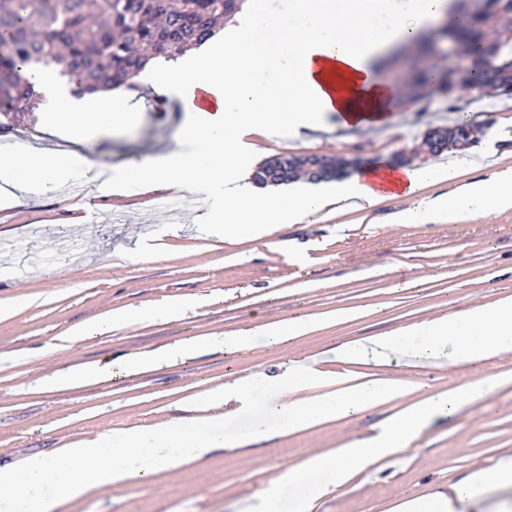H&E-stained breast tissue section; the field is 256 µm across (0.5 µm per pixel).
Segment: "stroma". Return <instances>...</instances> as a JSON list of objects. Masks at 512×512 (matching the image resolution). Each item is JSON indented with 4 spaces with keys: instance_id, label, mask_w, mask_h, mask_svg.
<instances>
[{
    "instance_id": "obj_1",
    "label": "stroma",
    "mask_w": 512,
    "mask_h": 512,
    "mask_svg": "<svg viewBox=\"0 0 512 512\" xmlns=\"http://www.w3.org/2000/svg\"><path fill=\"white\" fill-rule=\"evenodd\" d=\"M143 112L134 128L100 138L97 157L120 172L133 159L148 160L190 128L172 91L140 90ZM469 113L482 130L469 148L437 156L461 162L463 181L512 171V98L433 96L418 111L392 113L381 126L352 129L327 115L325 129L305 141L287 130L259 138L257 161L281 154L324 153L397 163L428 129ZM438 182L421 196L387 198L370 212L328 209L315 220L276 223L258 238L228 243L206 226L224 212V194L206 185L185 189L196 206L155 212L164 188L131 186L108 194L97 186L82 193L59 190L0 201V304L16 302L0 319V463L49 452L88 434L118 432L149 423L195 424L189 401L205 390L263 372L274 376L292 361H317L323 371L348 378L401 377L412 393L340 420L294 433L270 408L280 389H254L246 410L226 407L224 435L238 439L265 422L268 439L215 451L209 458L150 482L103 489L65 512H240L242 500L260 494L284 464L311 451H330L344 439L378 431L394 413L424 397L469 380L460 366L393 367L338 361V345L394 335L430 317L452 315L475 304L512 298V210L487 219L395 226L396 216L421 199L451 191ZM43 267L30 274L26 255ZM184 303L176 315L165 307ZM156 310V317L110 332L74 339L81 325L108 313ZM348 311L337 319V311ZM308 321L302 336L274 341L258 335L246 352L212 348L138 372L122 369L131 354L159 350L201 336L224 337L272 322ZM97 364L107 375L81 385H56L53 377ZM505 381L455 414L434 415L407 455L373 465L352 490L323 498L317 512H394L401 500L448 488L471 470L512 460V350L490 361Z\"/></svg>"
}]
</instances>
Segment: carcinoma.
<instances>
[{"instance_id":"obj_1","label":"carcinoma","mask_w":512,"mask_h":512,"mask_svg":"<svg viewBox=\"0 0 512 512\" xmlns=\"http://www.w3.org/2000/svg\"><path fill=\"white\" fill-rule=\"evenodd\" d=\"M244 0H0V116L38 109L29 82L34 65L57 64L61 74L76 78L82 92L132 87L150 56L175 59L212 37L224 19ZM454 41L466 66L445 64L431 78L432 68H411L406 87L419 100L436 92L451 95L473 87L488 97L512 95V0H483L479 9L469 0H454L448 25L421 39L411 53L441 55V41ZM478 128L471 120L428 131L411 157L470 145ZM308 157L274 156L254 173L259 185L299 179Z\"/></svg>"}]
</instances>
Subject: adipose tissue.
Returning a JSON list of instances; mask_svg holds the SVG:
<instances>
[{
    "instance_id": "ef3b65f1",
    "label": "adipose tissue",
    "mask_w": 512,
    "mask_h": 512,
    "mask_svg": "<svg viewBox=\"0 0 512 512\" xmlns=\"http://www.w3.org/2000/svg\"><path fill=\"white\" fill-rule=\"evenodd\" d=\"M450 8V0H291L287 5L282 0H245L226 26L223 41L193 49L171 66L151 63L142 71L143 80L179 94L184 111L191 114L195 147L172 149L147 164L129 163L122 182L178 190L204 182L223 188L224 211L232 216L224 225L228 239L249 237L259 225L281 218L299 221L313 216L334 200L367 210L384 197L412 194L441 180L454 183V191L406 212L404 223L426 224L465 215L486 218L511 210L512 174L498 173L461 186L457 183L460 170L453 165L398 167L381 161L366 174L337 181L332 197L303 189L297 181L289 183L287 194L257 197L239 177L251 156L248 136L282 121H289L291 132L297 134L317 128L329 113L338 117L340 126L349 128L380 125L388 122L392 112L414 110L415 101L378 77L377 63L387 50L412 44L427 23L442 18ZM264 67L283 76L278 95H270L256 82V70ZM33 81L49 103L43 113L45 124L66 126L70 141L83 151L1 153L0 183L22 192L34 189L50 194L71 171L89 176L95 165L88 153L100 136L132 125L135 115L125 107L126 87L107 95H79L54 64L35 70ZM201 84L215 95L217 109L195 105L193 92ZM227 127L234 128V136L218 138V130ZM511 346L512 298H506L413 324L397 336L340 345L336 357L350 363L406 360L427 361L440 369L458 365L478 369ZM278 381L288 400L276 411L291 431L348 417L410 390L409 382L396 377L349 385L300 362L291 363ZM495 382V377H483L472 381L469 393L455 390L428 396L403 408L369 443L351 440L285 468L259 504L246 505V512H276L280 484L329 474L328 484L318 487L302 508V512H314L318 497L329 489L347 487L355 475L382 459L405 455L433 415L482 398ZM225 394L219 387L198 398L200 430L193 438L184 437L173 425L144 424L2 465L0 502L5 503L6 512H61L65 505L98 490L148 482L156 472L202 460L215 449L265 439L268 429L261 424L244 439L225 438L220 411ZM493 483L512 484V463L475 469L453 485L451 494L409 498L397 512H458L462 504L478 505Z\"/></svg>"
}]
</instances>
